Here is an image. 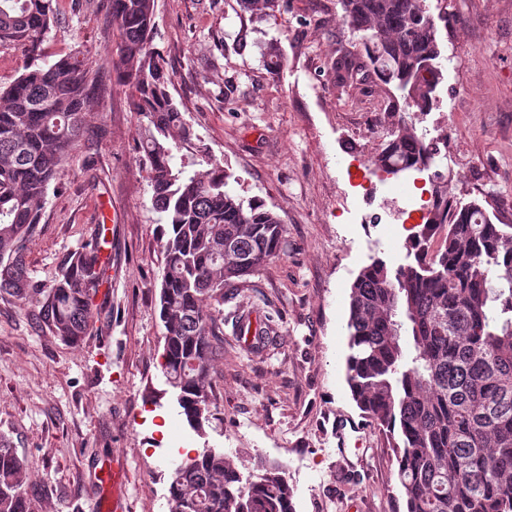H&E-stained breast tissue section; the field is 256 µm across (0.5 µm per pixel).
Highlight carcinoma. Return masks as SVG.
Listing matches in <instances>:
<instances>
[{
  "label": "carcinoma",
  "instance_id": "1",
  "mask_svg": "<svg viewBox=\"0 0 512 512\" xmlns=\"http://www.w3.org/2000/svg\"><path fill=\"white\" fill-rule=\"evenodd\" d=\"M118 31L112 80L130 91L145 120L137 149L161 224L159 317L163 375L178 391L187 423L211 424L214 361L228 292L276 257L280 218L229 184L222 161L191 149L193 132L168 93L172 75L154 44L156 0H111ZM261 22L286 0H241ZM360 49L344 47L325 75L336 97L369 96L393 85L389 129L371 162L393 174L434 161L402 116L424 114L443 80L438 23L425 0H338ZM57 0H0V46L24 51L23 72L0 89V296L44 294L41 315L53 335L77 342L92 328L93 300L108 270L105 225L71 251L52 284L38 286L26 261L48 189L84 131L96 99L79 53L48 59L43 44ZM278 73L276 44L262 52ZM413 234L414 262L365 266L349 295L351 396L389 435L406 512H512V224H495L477 203L460 206L448 185ZM24 462L0 437V512H31ZM282 467L248 477L222 451L205 449L172 472L169 512H295Z\"/></svg>",
  "mask_w": 512,
  "mask_h": 512
}]
</instances>
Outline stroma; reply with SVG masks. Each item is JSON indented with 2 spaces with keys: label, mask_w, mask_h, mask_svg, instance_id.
Returning a JSON list of instances; mask_svg holds the SVG:
<instances>
[{
  "label": "stroma",
  "mask_w": 512,
  "mask_h": 512,
  "mask_svg": "<svg viewBox=\"0 0 512 512\" xmlns=\"http://www.w3.org/2000/svg\"><path fill=\"white\" fill-rule=\"evenodd\" d=\"M44 51H82L97 75L98 103L47 194L27 244L31 278L50 284L95 225L113 229L107 304L76 344L54 336L38 299L0 298V435L38 488L34 512H96L101 469H124L129 512H168L171 474L188 452L218 448L239 469L282 465L295 512H405L389 441L356 406L346 376L349 293L379 257L413 262L404 224L414 172L399 194L346 203L343 160L379 151L388 95L376 88L338 101L323 76L351 34L338 0H288L285 12L251 21L240 0H157L154 42L168 60L169 92L192 127L232 172L234 190L278 214L283 250L225 303L224 352L214 364L213 421L187 425L161 370L163 327L157 215L139 165L141 118L112 81L117 31L110 0H57ZM446 11L444 71L418 133L448 161L441 173L455 201L479 203L493 223L512 224V0H426ZM277 43L286 66L264 67ZM386 211V224L365 218ZM273 317L274 349L244 346L232 318Z\"/></svg>",
  "instance_id": "1"
}]
</instances>
